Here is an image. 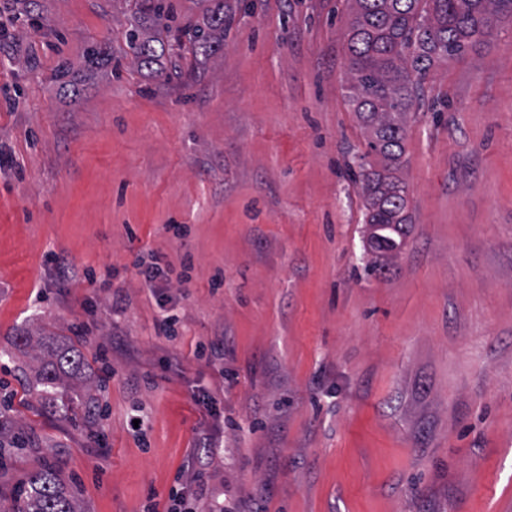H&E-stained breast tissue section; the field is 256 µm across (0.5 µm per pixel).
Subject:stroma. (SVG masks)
<instances>
[{
    "instance_id": "35a3bbf8",
    "label": "stroma",
    "mask_w": 512,
    "mask_h": 512,
    "mask_svg": "<svg viewBox=\"0 0 512 512\" xmlns=\"http://www.w3.org/2000/svg\"><path fill=\"white\" fill-rule=\"evenodd\" d=\"M224 5L223 50L156 73L132 0H0V414L32 439L0 450V497L50 464L82 512H166L192 458L197 512H512V21L432 70L407 233L369 274L349 0ZM26 332L80 352L89 418L44 410Z\"/></svg>"
}]
</instances>
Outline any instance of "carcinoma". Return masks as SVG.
<instances>
[{
    "label": "carcinoma",
    "mask_w": 512,
    "mask_h": 512,
    "mask_svg": "<svg viewBox=\"0 0 512 512\" xmlns=\"http://www.w3.org/2000/svg\"><path fill=\"white\" fill-rule=\"evenodd\" d=\"M213 7L206 21L183 27L169 40L148 31L170 20V0H135V16L124 33L138 67L152 70L172 57L187 38L195 56L209 58L224 44V0H208ZM353 19L348 33L349 105L368 132V153L381 168L359 173L366 197V224L373 251L392 254L406 234V186L397 172L404 151L408 116L419 89L433 67L464 57L490 36L494 21L512 18V0H349ZM88 69L108 63L105 44L91 41L83 53ZM30 361V386L49 387L52 408L91 410L92 387L79 376L81 356L52 337L21 338ZM27 442L20 428L0 420V449L22 448ZM8 512H80L66 483L49 466L31 472Z\"/></svg>",
    "instance_id": "1"
}]
</instances>
